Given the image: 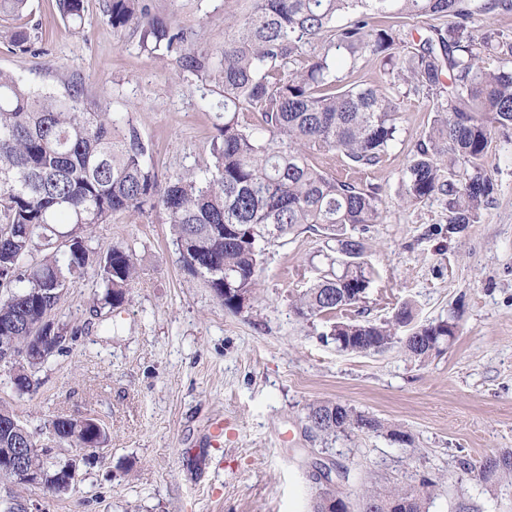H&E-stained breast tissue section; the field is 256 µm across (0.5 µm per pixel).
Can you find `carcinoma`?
Returning <instances> with one entry per match:
<instances>
[{"mask_svg":"<svg viewBox=\"0 0 512 512\" xmlns=\"http://www.w3.org/2000/svg\"><path fill=\"white\" fill-rule=\"evenodd\" d=\"M250 10L224 16V50L218 62L182 54L193 72H212L218 137L211 163L160 183L147 160L137 128L67 93H37L0 70V349L25 351L29 359L8 366L16 393L33 395L35 372L67 336L38 345L35 325L48 319L60 292L89 267L103 292L99 301L121 306L135 274L130 252L112 247L90 259L87 235L95 224L130 208L159 209L177 238L187 271L206 279L224 307L240 311L256 298L265 246L304 229L335 246L329 269L299 295L295 314L325 319L362 303L373 270L365 260L363 233L383 219L374 187L362 188L324 168L339 151L348 167L379 165L397 140L402 92L421 95L433 113L426 135L414 146L403 172L409 205L440 198L448 224L460 230L477 222L493 199L485 164L496 136L512 132V42L488 30L473 33L466 0H251ZM28 0H0V16L23 13ZM72 24L82 19L83 0H59ZM112 27L136 26L153 50L172 51L187 42L150 13L144 0H107ZM448 18L419 39L403 28L374 24ZM500 60L495 68L483 57ZM377 60L389 87L350 80L361 61ZM256 113L260 124L244 119ZM403 306L389 320L335 322L328 335L343 351L368 354L396 343L409 325ZM456 334L441 321L411 329L401 348L421 357ZM313 429L325 436L377 431L380 422L341 403L308 407ZM103 427L83 419L52 420L30 428L0 406V448H33L26 466L59 470L46 447L103 448ZM463 474L488 482L512 474V449L477 463L461 462ZM432 483L371 489L372 506L389 500L423 512ZM343 497L325 486L313 512H341Z\"/></svg>","mask_w":512,"mask_h":512,"instance_id":"carcinoma-1","label":"carcinoma"}]
</instances>
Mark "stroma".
<instances>
[{
    "mask_svg": "<svg viewBox=\"0 0 512 512\" xmlns=\"http://www.w3.org/2000/svg\"><path fill=\"white\" fill-rule=\"evenodd\" d=\"M152 14L185 32L195 51L218 55L230 0H148ZM30 39L15 44V26ZM181 50L150 52L135 28L114 29L105 0H83L72 26L57 0H29L20 20H0V70L34 90L78 94L128 117L149 147L158 181L212 160L213 84L183 69ZM431 116L405 98L399 136L383 163L353 174L375 186L385 211L371 225L373 280L359 310L381 321L401 306L415 324L457 326L440 350L414 358L400 345L356 354L337 349L323 320L293 312L327 267V244L303 232L268 247L257 298L233 312L185 270L175 235L158 211L132 208L88 235L92 256L133 253L137 274L119 308L101 304L94 275L71 283L52 313L76 333L41 365L36 394H17L0 368V403L32 427L64 415L96 418L103 448H52L79 457L75 491L0 483L40 512H311L333 482L361 512L365 489L435 482L426 512H512V474L461 479L460 459L512 448V137L486 166L495 191L477 223L448 229L440 199L410 206L401 177ZM339 402L378 419L376 432L324 438L309 404ZM410 434L411 443L391 439ZM330 474L329 481L316 477Z\"/></svg>",
    "mask_w": 512,
    "mask_h": 512,
    "instance_id": "1",
    "label": "stroma"
}]
</instances>
